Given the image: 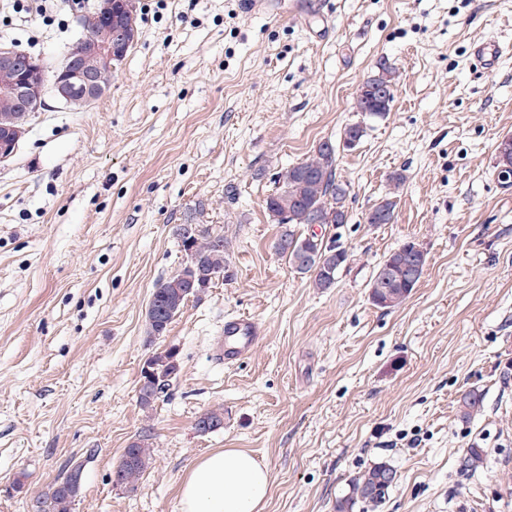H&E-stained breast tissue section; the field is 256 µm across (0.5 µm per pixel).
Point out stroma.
Segmentation results:
<instances>
[{"mask_svg": "<svg viewBox=\"0 0 512 512\" xmlns=\"http://www.w3.org/2000/svg\"><path fill=\"white\" fill-rule=\"evenodd\" d=\"M96 4L50 27L8 24L0 9V40L55 68ZM284 8L136 0L138 38L106 94L83 110L49 101L0 165V512H28L76 466L72 512H179L188 469L224 448L269 468L265 512H336L380 462L392 488L353 512H512V189L494 172L512 136V0ZM479 40L504 49L493 70L470 57ZM382 63L398 76L394 101L366 121L353 98ZM361 120L366 136L341 149ZM326 140L348 221L315 230L350 258L319 290L275 251L265 199ZM396 171L393 223H366ZM178 224L223 230L233 278L151 341L150 291L185 259ZM409 239L428 252L424 276L402 305L377 308L370 278ZM232 315L265 334L224 366L210 348ZM168 347L179 375L142 409L143 362ZM472 388L484 401L464 422L458 400ZM218 406L223 430L198 433ZM140 439L151 459L129 492L112 474ZM474 445L485 464L463 471Z\"/></svg>", "mask_w": 512, "mask_h": 512, "instance_id": "stroma-1", "label": "stroma"}]
</instances>
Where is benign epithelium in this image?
Returning a JSON list of instances; mask_svg holds the SVG:
<instances>
[{
    "mask_svg": "<svg viewBox=\"0 0 512 512\" xmlns=\"http://www.w3.org/2000/svg\"><path fill=\"white\" fill-rule=\"evenodd\" d=\"M127 15L135 18L133 0H99L82 25L87 31L100 26L103 33H86L68 46L62 65L51 75L41 60L14 44L0 43V106L14 113L0 133V164L16 155L30 118L47 108V97L87 108L104 95L115 64L137 40V27L126 23Z\"/></svg>",
    "mask_w": 512,
    "mask_h": 512,
    "instance_id": "7a95c632",
    "label": "benign epithelium"
}]
</instances>
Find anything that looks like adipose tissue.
Returning a JSON list of instances; mask_svg holds the SVG:
<instances>
[{
	"label": "adipose tissue",
	"mask_w": 512,
	"mask_h": 512,
	"mask_svg": "<svg viewBox=\"0 0 512 512\" xmlns=\"http://www.w3.org/2000/svg\"><path fill=\"white\" fill-rule=\"evenodd\" d=\"M270 471L248 452L214 451L196 462L179 492L180 512H264Z\"/></svg>",
	"instance_id": "obj_1"
}]
</instances>
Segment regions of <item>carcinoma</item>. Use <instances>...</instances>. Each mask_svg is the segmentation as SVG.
<instances>
[{"label": "carcinoma", "instance_id": "carcinoma-1", "mask_svg": "<svg viewBox=\"0 0 512 512\" xmlns=\"http://www.w3.org/2000/svg\"><path fill=\"white\" fill-rule=\"evenodd\" d=\"M367 93L354 98L353 109L366 118H383L387 109L373 101L374 90L384 87L389 93H395L394 75L391 67L380 64L378 71L362 82ZM367 133V124L357 122L347 125L341 139L360 144ZM336 148L329 142L319 143L313 153L301 163L290 165L277 174V187L267 196L265 205L269 215L274 217L288 212V222L282 224L281 233L275 248L288 265L298 274L309 277L316 288L327 290L336 285L339 271L348 261V253L340 247L328 246L323 240L296 230L307 224H345L348 212L346 200L349 186L336 179ZM498 181L505 187L512 186V150L504 159L495 161ZM385 214L382 218H365L367 224H390L394 219L396 200L387 196L382 199ZM184 225L174 227V234L181 240L184 249L191 252L195 274L207 273L215 269L228 267L224 245V233L210 224H196L189 240H183ZM427 250L414 239L402 243L389 252L374 270L369 281V299L380 309H392L410 297L424 272L413 274L410 266L426 268ZM187 283L174 274L157 281L152 288L149 303L165 307L163 316L153 320L146 319L148 339L162 337L170 324L181 313L187 303ZM148 359L158 381L169 376L178 353L173 348L156 350ZM159 400L152 386V379H144L139 386L138 401L142 408L149 409ZM483 403V394L477 389L464 391L459 399L460 417L466 421ZM149 448L144 441H134L124 450L122 458L113 471L115 485L134 491L149 464ZM485 464L483 450L472 446L468 448L462 462L466 471H476ZM80 472V467L56 480L48 491L37 495L36 502L47 504L48 512H71L79 490L71 487L72 473ZM394 469L386 463H376L351 481L349 494L336 502V512H353L356 504H380L393 486Z\"/></svg>", "mask_w": 512, "mask_h": 512}]
</instances>
